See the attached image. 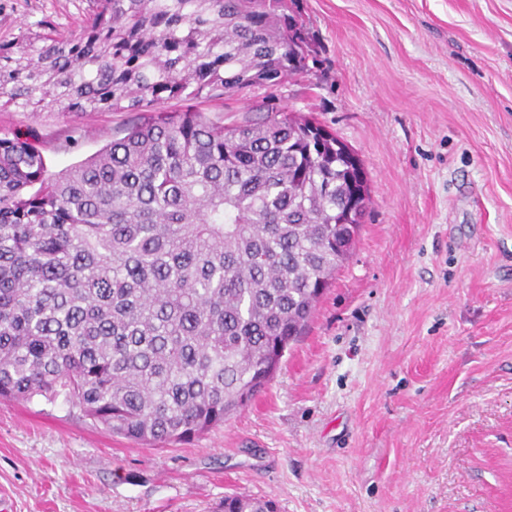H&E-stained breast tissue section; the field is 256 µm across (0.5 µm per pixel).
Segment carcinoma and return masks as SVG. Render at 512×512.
<instances>
[{"label":"carcinoma","instance_id":"carcinoma-1","mask_svg":"<svg viewBox=\"0 0 512 512\" xmlns=\"http://www.w3.org/2000/svg\"><path fill=\"white\" fill-rule=\"evenodd\" d=\"M311 42L297 0H93L75 33L0 43V107L147 113L57 173L35 135H0V401L63 394L167 444L270 382L350 254L361 173L272 97L229 125L196 103L309 72Z\"/></svg>","mask_w":512,"mask_h":512}]
</instances>
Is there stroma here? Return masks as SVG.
<instances>
[{
    "instance_id": "35a3bbf8",
    "label": "stroma",
    "mask_w": 512,
    "mask_h": 512,
    "mask_svg": "<svg viewBox=\"0 0 512 512\" xmlns=\"http://www.w3.org/2000/svg\"><path fill=\"white\" fill-rule=\"evenodd\" d=\"M90 0H0V41L77 31ZM317 63L264 96L362 159L352 253L267 388L188 442L113 434L65 397L0 403V512H512V0H298ZM130 112L0 110L51 171L122 137ZM75 124L77 147L56 132ZM275 505V506H274ZM276 503L272 499L249 496L225 495L217 512H276Z\"/></svg>"
}]
</instances>
